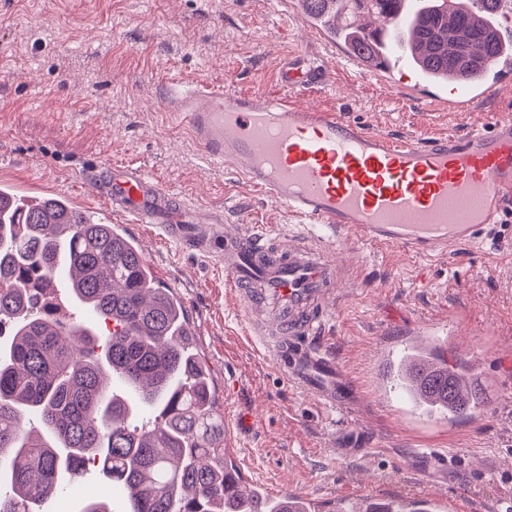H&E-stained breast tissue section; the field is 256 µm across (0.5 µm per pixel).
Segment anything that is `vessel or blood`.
<instances>
[{
    "label": "vessel or blood",
    "instance_id": "vessel-or-blood-1",
    "mask_svg": "<svg viewBox=\"0 0 512 512\" xmlns=\"http://www.w3.org/2000/svg\"><path fill=\"white\" fill-rule=\"evenodd\" d=\"M409 70L389 48L380 64L361 65L360 75ZM319 76L288 60L279 68V95L198 81L167 90L163 102L206 158L301 224L293 243L257 225L227 232L223 211L181 200L131 163L89 165L82 179L122 223L148 224L180 246L223 255L225 285L251 341L315 405L343 410L353 388L319 337L338 292L359 287L339 263L341 247L355 239L428 258L475 242L512 203V119L492 113L464 134L382 135L339 111L302 105ZM495 87L441 86L430 102L460 112Z\"/></svg>",
    "mask_w": 512,
    "mask_h": 512
}]
</instances>
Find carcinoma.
I'll return each instance as SVG.
<instances>
[{
    "instance_id": "cac0c4a2",
    "label": "carcinoma",
    "mask_w": 512,
    "mask_h": 512,
    "mask_svg": "<svg viewBox=\"0 0 512 512\" xmlns=\"http://www.w3.org/2000/svg\"><path fill=\"white\" fill-rule=\"evenodd\" d=\"M302 12L348 51L378 63L382 40L342 12L369 6L387 26L407 31L409 58L436 84L477 82L487 67L512 55L491 22L502 0L448 13V0H420L400 14L402 0H298ZM69 266L75 299L112 325L101 335L80 322H61L40 306L55 265ZM11 343L0 356V512L32 507L90 464L128 494L130 512H238L224 477V418L205 401L211 385L199 364L178 298L156 281L136 240L64 197L28 202L0 187V325ZM121 374L139 403L160 409L159 423L131 421L137 405L108 393ZM387 376L425 413L449 420L484 400L481 381L437 347L413 346ZM40 418L29 429L26 419Z\"/></svg>"
}]
</instances>
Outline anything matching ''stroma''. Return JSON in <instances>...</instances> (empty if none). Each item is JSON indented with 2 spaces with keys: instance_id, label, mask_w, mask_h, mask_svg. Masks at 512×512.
Here are the masks:
<instances>
[{
  "instance_id": "stroma-1",
  "label": "stroma",
  "mask_w": 512,
  "mask_h": 512,
  "mask_svg": "<svg viewBox=\"0 0 512 512\" xmlns=\"http://www.w3.org/2000/svg\"><path fill=\"white\" fill-rule=\"evenodd\" d=\"M325 41L297 0H0V185L25 195H59L102 218L78 172L92 163L143 166L190 203L224 210L225 224H264L288 233L284 209L205 159L163 109L171 78H205L245 92L276 94L278 62L325 63L324 87L309 103L348 110L388 136L481 126L512 112V79L467 111L435 112L423 99L366 82L332 64ZM156 278L187 302L197 350L212 373L216 405L236 384L234 411L253 414L232 459L269 497L302 492L316 512L373 495L431 500L432 512H512V214L477 244L435 260L352 240L343 259L360 273L322 328L326 351L350 377L348 413L328 415L283 378L247 340L239 307L224 285V263L181 251L150 225L135 229ZM449 358L475 365L488 397L468 419L420 415L384 387L385 358L414 334ZM365 448L340 457L334 439ZM106 500L129 512L126 495L94 467L35 512H82Z\"/></svg>"
}]
</instances>
